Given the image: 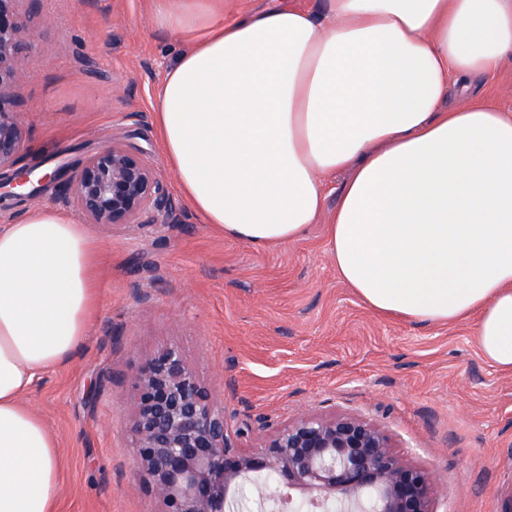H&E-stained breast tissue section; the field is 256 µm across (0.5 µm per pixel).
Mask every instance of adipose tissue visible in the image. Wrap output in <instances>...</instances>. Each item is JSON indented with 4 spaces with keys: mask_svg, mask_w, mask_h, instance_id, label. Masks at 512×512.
<instances>
[{
    "mask_svg": "<svg viewBox=\"0 0 512 512\" xmlns=\"http://www.w3.org/2000/svg\"><path fill=\"white\" fill-rule=\"evenodd\" d=\"M187 38L155 121L205 223L257 247L300 238L342 176L327 251L373 311L476 320L512 371V113L460 97L512 62V0H293L225 19L223 0H157ZM98 246L67 211L0 224V512H58V442L23 404L81 343Z\"/></svg>",
    "mask_w": 512,
    "mask_h": 512,
    "instance_id": "ef3b65f1",
    "label": "adipose tissue"
}]
</instances>
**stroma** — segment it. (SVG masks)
I'll return each mask as SVG.
<instances>
[{
  "label": "stroma",
  "instance_id": "stroma-1",
  "mask_svg": "<svg viewBox=\"0 0 512 512\" xmlns=\"http://www.w3.org/2000/svg\"><path fill=\"white\" fill-rule=\"evenodd\" d=\"M40 63L20 62L29 129L22 164L64 178L120 140L179 195L159 142L158 88L189 43L154 0H43ZM469 96L512 110V64ZM327 224L259 250L192 209L182 223L90 225L103 263L98 311L77 351L25 395L59 442L60 512H165L132 441L135 367L178 348L233 429L272 432L303 414L361 415L434 471L436 512H503L512 494V372L491 366L473 320L426 324L374 313L339 276Z\"/></svg>",
  "mask_w": 512,
  "mask_h": 512
}]
</instances>
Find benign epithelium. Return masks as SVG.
I'll use <instances>...</instances> for the list:
<instances>
[{
    "instance_id": "obj_1",
    "label": "benign epithelium",
    "mask_w": 512,
    "mask_h": 512,
    "mask_svg": "<svg viewBox=\"0 0 512 512\" xmlns=\"http://www.w3.org/2000/svg\"><path fill=\"white\" fill-rule=\"evenodd\" d=\"M18 0H0V200L25 198L35 168L15 167L27 140L24 101L16 98L17 63L36 61L31 37L17 16ZM91 224H134L151 211L167 224L180 221V203L160 175L121 142L90 154L80 175L58 187ZM133 438L138 476L166 506L165 512H231L233 494L255 476L257 501L273 512H433L432 471L409 464L375 424L350 413L331 418L302 415L270 434L259 449L234 441L213 390L167 348L132 375Z\"/></svg>"
}]
</instances>
